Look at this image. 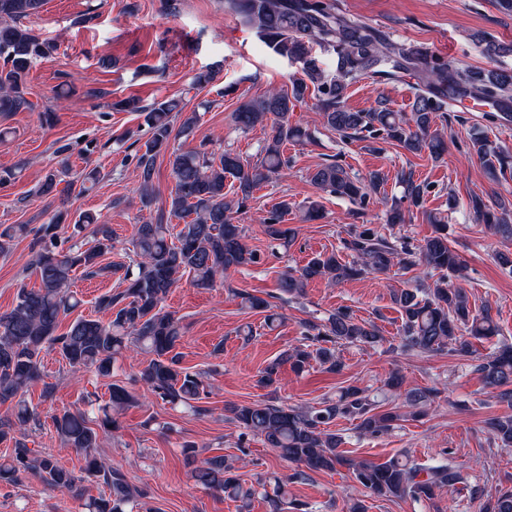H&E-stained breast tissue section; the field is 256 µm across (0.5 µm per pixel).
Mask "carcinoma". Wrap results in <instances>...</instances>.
<instances>
[{
  "mask_svg": "<svg viewBox=\"0 0 512 512\" xmlns=\"http://www.w3.org/2000/svg\"><path fill=\"white\" fill-rule=\"evenodd\" d=\"M43 0H0V112L33 110L26 97V82L33 60L57 50L55 44L39 40L23 24L37 13ZM224 7L256 30L259 38L275 53L301 64L302 77L286 89H272L241 103L233 113L235 125L243 132L257 127L269 129L260 161L252 164L234 150L220 154L199 148L168 150L179 135L190 136L197 114L186 115L180 128L174 127V114L184 112L180 99L145 104L129 96L113 104L124 112L143 117L149 137L136 151V177L142 207L155 201L154 175L157 158L169 152L168 162L174 187L169 209L156 221L137 225L131 241L133 258L127 262H104L112 253V228L81 214L73 224V235L91 230V245L58 249V228L68 213H55L48 223L31 230L26 224L8 225L0 230V252L8 250L18 235L34 232L39 246L34 265L40 278L37 289L22 288L15 306L0 313V404H10L12 418L0 421V444L10 443L11 452L0 457V484L17 485L37 477L46 485L77 490L81 478L60 464L49 453L27 447L15 436L30 424L39 423V414L23 399L32 384L42 380L41 353L58 352L76 373L92 369L109 377L116 361L128 351L151 355L139 371L138 381L155 397L187 405L203 415L200 405L208 395L201 374L181 366L176 352L183 335L179 318L164 310L170 289L185 274L199 288H212L230 273L256 264L260 254L244 242L243 227L236 215L244 209L255 190L274 176L288 175V157L283 147L288 142L311 139V132L290 121L293 103L302 101L309 91L317 96L324 124L344 139L368 137L395 144L408 152H425L439 161L448 151L447 128L437 121L450 100L472 99L484 103L492 99L496 111L512 104V74L504 71L463 69L420 48L398 45L373 26L334 11L325 0H224ZM486 56L512 53V43L502 44L483 35ZM336 51V74L327 76L310 56V43ZM386 75L399 80L410 75L417 80L411 112H395L387 104L368 111L345 107L349 87L366 77ZM471 151L491 173L512 169V153L483 133L470 138ZM236 182L235 196L224 194L226 178ZM309 178L322 192L365 203L379 192L384 178L372 172L364 178L349 175L337 162L314 169ZM401 195L391 198L387 220L405 221L404 207L419 208L430 186L414 178L412 171L397 176ZM485 228L494 234L512 236L509 216L512 210L499 199L488 205L482 198L469 201ZM289 204L278 203L264 218L266 235L281 245L294 239V230L284 224ZM184 221L175 234L166 218ZM434 232L415 245L401 237L389 239L372 224H353L341 240V250L352 260L345 261L337 251L319 253L297 270H289L279 280L281 298L300 296L313 280L331 285L355 279L366 273H386L396 266L406 272L419 271L432 282L420 288L393 293L401 310L402 324L397 348L403 352L435 353L448 349L460 356L473 354V341L496 335L497 325L490 308L475 314L466 293L448 284L463 276L462 258L448 246V225L444 218L431 215ZM93 277L110 273L127 283L124 290L101 296L96 307L109 313L108 321L79 316L63 333L61 320L73 312L80 300L69 289L76 270ZM307 343L288 350L262 372L263 387L276 384L279 368L287 363L297 373L315 360L329 372L341 370L336 349L345 344L372 346L382 340L378 328L358 319L347 308H338L320 321L305 323ZM485 386L499 390L502 401L512 405V350L504 348L481 359L475 366ZM439 396L434 388H413L406 394L409 407L420 409ZM112 411H104L98 428H93L84 412L65 410L52 417V425L64 446L85 461V475L101 484L102 492L82 503V512H131V505L142 496L121 469L98 457L100 433L118 428L115 414L132 402L123 386L110 388ZM233 419L246 431L263 438L278 457L299 467L290 477L276 481L273 494L266 496L270 512H282L288 500V483L312 471H334L339 466L352 469L356 482L378 495L414 502L430 499L444 487L462 482V473L451 459L422 466L409 456L394 457L383 463L355 461L340 450L342 437L331 429L338 419L357 422L358 429L371 436L392 431L401 415L379 410L367 390L356 385L345 387L332 400L316 407L292 408L262 399L231 409ZM494 438L512 446V416L489 422ZM184 456L195 463L191 475L196 484L248 501L255 491L243 487L235 475V461L222 456L204 457L193 443L183 445ZM485 512H512V489H500L490 497Z\"/></svg>",
  "mask_w": 512,
  "mask_h": 512,
  "instance_id": "carcinoma-1",
  "label": "carcinoma"
}]
</instances>
